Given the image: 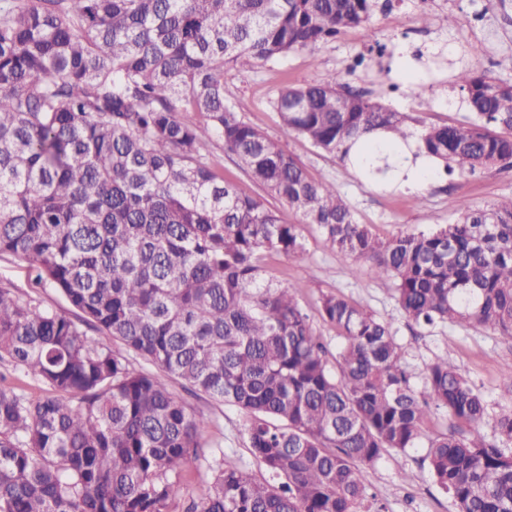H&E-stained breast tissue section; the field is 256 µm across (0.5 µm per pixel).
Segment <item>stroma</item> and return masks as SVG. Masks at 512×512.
I'll use <instances>...</instances> for the list:
<instances>
[{"instance_id": "stroma-1", "label": "stroma", "mask_w": 512, "mask_h": 512, "mask_svg": "<svg viewBox=\"0 0 512 512\" xmlns=\"http://www.w3.org/2000/svg\"><path fill=\"white\" fill-rule=\"evenodd\" d=\"M419 0H393L390 11L374 15L368 30L350 29L336 41L316 52H297L274 65L245 71L229 81L226 95L245 121L271 138L280 140L308 171L331 181L354 210L359 223L382 241L398 235L426 231L452 218L458 201L475 209H486L501 196L512 195V170H491L478 177L446 179L431 175L419 193L382 189L360 179L351 168L323 155L305 140L284 135L270 100L283 82L313 83L325 73L350 69V86L363 89L399 112H418L426 121L445 123L463 120L467 109L462 92L451 83L458 64L494 79L512 80V0H435L436 16L429 30L415 22ZM455 24H448L447 15ZM385 45V55L374 53V44ZM442 53L436 70V83L424 100L413 98L407 87L389 91L395 79L406 75L404 58L415 49ZM366 53L368 63L352 68L358 53ZM300 225L303 246L299 256L277 252L265 255L268 276L282 286L294 289L310 321L329 348L338 344L335 328L321 319L318 300L321 293L338 292L361 304L391 324L415 387H422L427 365L447 356L460 372L483 394L493 418L512 411V390L503 376L512 366V337L483 329L440 324L424 328L408 320L379 281L363 276L352 278L347 270L352 255L331 246L312 224ZM0 287L18 297L48 308L66 309L64 299L51 286L33 284L30 266L17 257L0 254ZM172 392L195 414L204 417L199 443L201 458L184 467L179 480V495L172 512H183L190 501L200 500L211 483L208 457L223 450L228 465L247 468L256 477L264 472L246 448V416L238 408L204 395L185 390L171 382ZM424 449L404 454L388 453L375 466L364 469L363 479L371 499L363 501L358 512H456L448 495L433 483L424 463Z\"/></svg>"}]
</instances>
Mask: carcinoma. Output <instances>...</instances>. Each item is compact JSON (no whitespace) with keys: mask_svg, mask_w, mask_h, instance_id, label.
I'll return each instance as SVG.
<instances>
[{"mask_svg":"<svg viewBox=\"0 0 512 512\" xmlns=\"http://www.w3.org/2000/svg\"><path fill=\"white\" fill-rule=\"evenodd\" d=\"M378 0H0V254L27 261L66 313L0 288V361L52 395L0 386V512H170L173 476L204 420L169 388L244 412L270 479L224 467L184 512H356L362 468L427 442L457 512H512V413L448 361L410 382L392 327L340 293L319 297L331 352L264 252L295 256L299 224L353 254L416 324L512 336V196L390 242L333 183L243 120L233 75L367 26ZM364 58L271 100L285 134L388 186L424 157L447 176L512 169V82L459 69L469 115L427 125L346 82ZM219 142L263 194L224 179ZM118 339L126 354L93 334ZM158 369L131 366L129 356ZM452 430L426 436L432 410Z\"/></svg>","mask_w":512,"mask_h":512,"instance_id":"cac0c4a2","label":"carcinoma"}]
</instances>
